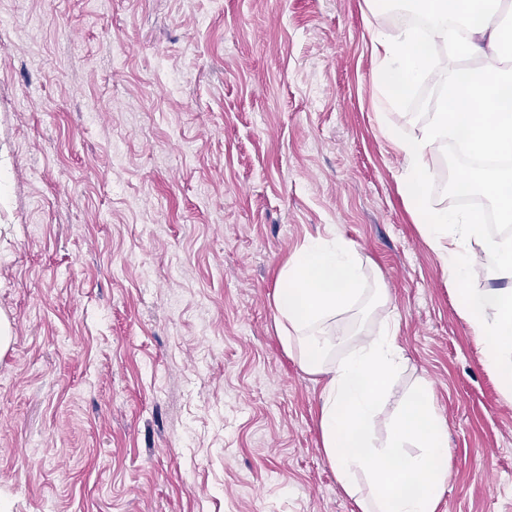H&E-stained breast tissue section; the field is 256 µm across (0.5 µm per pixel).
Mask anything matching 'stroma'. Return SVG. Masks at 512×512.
Returning a JSON list of instances; mask_svg holds the SVG:
<instances>
[{
    "label": "stroma",
    "mask_w": 512,
    "mask_h": 512,
    "mask_svg": "<svg viewBox=\"0 0 512 512\" xmlns=\"http://www.w3.org/2000/svg\"><path fill=\"white\" fill-rule=\"evenodd\" d=\"M0 512H359L322 378L278 331L281 267L350 243L344 345L397 323L384 401L427 382L438 512H512V398L400 189L443 75L380 109L366 0H0Z\"/></svg>",
    "instance_id": "35a3bbf8"
}]
</instances>
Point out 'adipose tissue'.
<instances>
[{"instance_id": "1", "label": "adipose tissue", "mask_w": 512, "mask_h": 512, "mask_svg": "<svg viewBox=\"0 0 512 512\" xmlns=\"http://www.w3.org/2000/svg\"><path fill=\"white\" fill-rule=\"evenodd\" d=\"M426 33L409 28L375 31L373 82L383 103L395 104L421 78L440 45L452 55L484 53L477 67L456 71L442 87L433 119L411 138L394 137L404 160L401 188L422 233L449 276L465 280L484 261L500 288L461 289V308L479 336L484 361L512 398V237L485 233L480 213L451 212L429 198L428 156L448 141H463L475 154L512 153V59L502 47L498 19L512 0H422ZM512 170L469 172L461 188L478 191L497 208L498 221L512 223ZM361 264L347 244L321 238L297 250L278 274L275 309L282 340L297 348L304 369L324 378L320 429L324 454L338 482L356 496L361 512H437L448 481L445 423L427 385L409 395L385 441L374 434L378 407L402 366L395 323L358 344L337 364L330 353L344 342L328 326L358 292ZM368 496H360V483Z\"/></svg>"}]
</instances>
